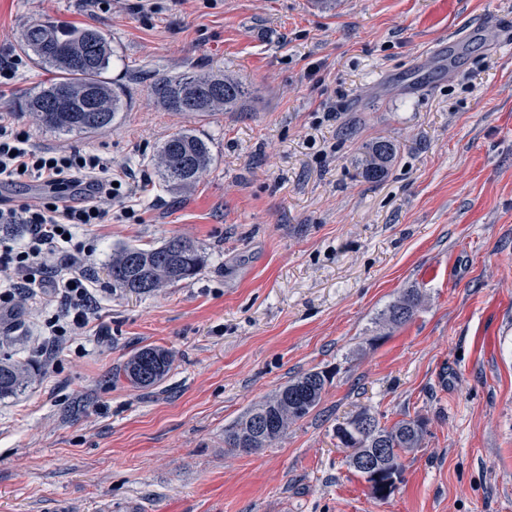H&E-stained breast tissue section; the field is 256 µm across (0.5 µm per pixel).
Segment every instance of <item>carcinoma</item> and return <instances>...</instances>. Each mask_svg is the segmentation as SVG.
Listing matches in <instances>:
<instances>
[{"mask_svg":"<svg viewBox=\"0 0 512 512\" xmlns=\"http://www.w3.org/2000/svg\"><path fill=\"white\" fill-rule=\"evenodd\" d=\"M20 44L38 65L54 74L30 89L23 101V111L36 125L58 133L85 134L112 126L122 111L123 100L121 88L105 77L112 61V43L106 34L92 26L33 21L22 30ZM151 93L165 109L189 114L238 111L250 98L239 80L223 73L158 75L151 84ZM61 96L67 99L71 111H50ZM87 104L104 121L97 122L91 119L92 113L82 111ZM395 156L392 142L369 143L363 177L372 183L382 181ZM213 161L208 143L188 130L171 135L154 156L163 180L178 189L196 184ZM203 263L195 243L176 236L156 248L116 249L106 264V274L112 287L146 295L193 277ZM419 304L415 290H404L382 313L383 323L405 324L416 314ZM171 362L169 351L143 347L123 365V373L131 384L148 388L162 381ZM31 378L23 363L0 358V397L23 390ZM328 382L327 372L317 370L290 380L273 397L224 430V443L232 448L270 447L290 422L305 418L319 404ZM425 435V424L418 418L404 419L391 427L377 425V433L366 438L365 447L385 449L380 480H388L393 470L402 471V453L419 447Z\"/></svg>","mask_w":512,"mask_h":512,"instance_id":"cac0c4a2","label":"carcinoma"}]
</instances>
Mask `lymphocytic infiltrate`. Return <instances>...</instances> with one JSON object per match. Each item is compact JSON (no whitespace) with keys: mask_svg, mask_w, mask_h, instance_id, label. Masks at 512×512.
Wrapping results in <instances>:
<instances>
[{"mask_svg":"<svg viewBox=\"0 0 512 512\" xmlns=\"http://www.w3.org/2000/svg\"><path fill=\"white\" fill-rule=\"evenodd\" d=\"M29 130L0 117V184L42 183L45 193L19 201L0 199V224L23 225L18 241L0 242V304L51 291L61 304L45 319L49 344L81 333L96 312L90 265L94 250L77 238L80 228L104 223L108 204L121 197L112 168L94 150L31 147Z\"/></svg>","mask_w":512,"mask_h":512,"instance_id":"1","label":"lymphocytic infiltrate"}]
</instances>
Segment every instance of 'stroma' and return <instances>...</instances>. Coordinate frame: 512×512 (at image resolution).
Segmentation results:
<instances>
[{"label":"stroma","instance_id":"obj_1","mask_svg":"<svg viewBox=\"0 0 512 512\" xmlns=\"http://www.w3.org/2000/svg\"><path fill=\"white\" fill-rule=\"evenodd\" d=\"M37 19L111 39L126 100L112 127L54 133L22 113L48 77L19 46ZM16 56L0 114L32 147L111 158L135 216L83 231L98 300L84 336L46 359L32 310L0 314V357L38 370L0 398V512H512V0H0V59ZM185 71L238 77L248 107L162 110L153 75ZM186 129L214 161L178 191L153 157ZM377 139L397 155L372 183ZM174 236L202 248L195 277L141 296L106 278L118 247ZM404 288L418 312L383 326ZM146 346L172 366L135 388L119 370ZM314 370L330 381L307 417L271 447H225ZM360 406L426 423L384 500L337 445ZM363 177L372 183L380 182L396 156L395 145L388 140H376L367 145Z\"/></svg>","mask_w":512,"mask_h":512}]
</instances>
